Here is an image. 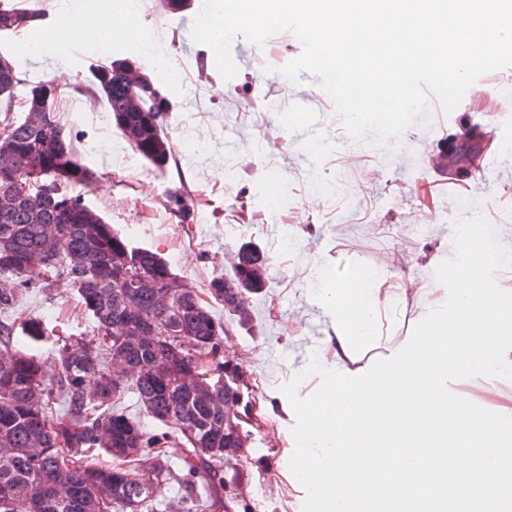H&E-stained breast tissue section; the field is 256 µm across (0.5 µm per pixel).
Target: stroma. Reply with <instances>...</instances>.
<instances>
[{
    "mask_svg": "<svg viewBox=\"0 0 512 512\" xmlns=\"http://www.w3.org/2000/svg\"><path fill=\"white\" fill-rule=\"evenodd\" d=\"M142 25L169 53L172 72H157L133 43L32 55L22 32L0 35V56L16 65L24 86L60 78L70 89L54 106L75 152L97 174L73 194L97 211L135 247L164 259L177 277L207 296L209 283L230 275L241 246L253 245L266 259L269 282L253 295L254 317L241 327L224 310L211 311L224 327V343L245 376L250 418L246 453L235 467L236 489L251 512H281L283 501L302 508L303 494L283 475L287 431L271 406L295 380H313L316 351L330 325L308 298L318 274L336 278L355 264L366 266L381 287L405 292L393 303L382 333L409 335L420 311L411 285L443 266L465 260L466 233L492 247L494 282L512 288V111L500 105L512 96V68L481 76L486 94L463 98L445 113L429 104V121L399 137L372 145L351 139L334 101L317 77L299 82L280 74L302 45L289 32L264 45L243 38L231 43L238 71L223 79L209 47L191 37L199 0L169 12L164 0H134ZM124 59L150 73L171 102L172 158L165 169L141 163L128 171L133 149L116 127L108 106L89 91L91 70ZM470 115L495 143L469 179L438 176L431 158L462 115ZM184 193L183 211L169 197ZM6 318H41L45 340L15 338L14 350L36 355L48 374L58 367V335L96 338L98 330L69 281L47 291L19 292Z\"/></svg>",
    "mask_w": 512,
    "mask_h": 512,
    "instance_id": "1",
    "label": "stroma"
}]
</instances>
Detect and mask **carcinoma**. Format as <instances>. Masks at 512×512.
I'll return each mask as SVG.
<instances>
[{"mask_svg":"<svg viewBox=\"0 0 512 512\" xmlns=\"http://www.w3.org/2000/svg\"><path fill=\"white\" fill-rule=\"evenodd\" d=\"M28 22L37 12L0 8V28L14 18ZM122 59L101 65L93 85L106 100L117 128L130 146L153 166L163 169L171 159L165 130L170 104L152 77ZM22 79L8 60H0V100L15 96ZM43 82L27 92L28 107L52 108L54 100L39 93ZM10 138L0 141V196L11 193L16 178L34 176L50 187L39 193L0 202V276L14 287L0 288V310L12 308L17 292L47 288L45 273L60 269L77 286L82 304L97 323L102 341L64 344L60 368L53 377L36 356L11 350L14 337L37 342L47 335L42 319L21 324L0 321V512H100L99 498L112 512H140L152 506L149 482L127 476L115 466H97L84 457L95 448L160 479L167 472L159 460L166 434L145 430L116 401L126 391L152 418L184 426L190 455L180 479L182 496L171 512H219L230 486L217 472L215 458H235L247 436L241 423L249 404L235 402L239 386L224 388L205 379L189 390L182 381L191 364L174 347L188 340L224 360V327L189 283L172 276L167 263L152 251L130 245L102 216L82 203L67 187L86 185L95 172L75 156L69 140L37 119H12ZM131 273L163 283V289L121 288ZM266 262L247 245L229 276L210 282L214 302L241 326L253 321L251 295L266 287ZM162 324L171 339L154 340L152 328ZM118 369L130 375L119 383ZM235 409L234 422L224 407Z\"/></svg>","mask_w":512,"mask_h":512,"instance_id":"obj_1","label":"carcinoma"}]
</instances>
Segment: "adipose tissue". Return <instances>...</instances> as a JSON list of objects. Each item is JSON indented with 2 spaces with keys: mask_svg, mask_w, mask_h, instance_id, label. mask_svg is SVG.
Here are the masks:
<instances>
[{
  "mask_svg": "<svg viewBox=\"0 0 512 512\" xmlns=\"http://www.w3.org/2000/svg\"><path fill=\"white\" fill-rule=\"evenodd\" d=\"M128 9L127 0H95L56 29L29 30L24 44L61 53L76 41L130 40L154 55L140 26L113 22ZM472 252L456 274L440 269L419 288L417 327L367 366L349 367L350 355L379 341L390 294L361 266L320 280L311 299L333 334L319 350V380L311 389L294 381L276 405L306 512H512V405L494 390L479 406L453 387L512 368V289L475 287L491 259L480 244ZM464 445L476 450L467 460L457 453Z\"/></svg>",
  "mask_w": 512,
  "mask_h": 512,
  "instance_id": "ef3b65f1",
  "label": "adipose tissue"
}]
</instances>
